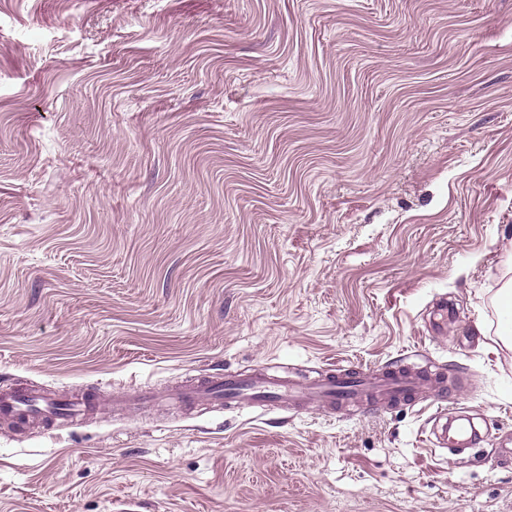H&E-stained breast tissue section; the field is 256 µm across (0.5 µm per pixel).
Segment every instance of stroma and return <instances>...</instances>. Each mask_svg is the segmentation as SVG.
Instances as JSON below:
<instances>
[{"label":"stroma","mask_w":512,"mask_h":512,"mask_svg":"<svg viewBox=\"0 0 512 512\" xmlns=\"http://www.w3.org/2000/svg\"><path fill=\"white\" fill-rule=\"evenodd\" d=\"M510 278L512 0H0V386L452 380L0 427V512H512ZM424 376L406 369L361 370L338 369L319 383L302 384L293 379L251 375L247 378L209 375L197 383L176 389L171 396L180 407L226 403L248 406L262 400L288 399L297 406L322 403L330 407L358 404L366 400L377 406L391 408L404 402H415Z\"/></svg>","instance_id":"35a3bbf8"}]
</instances>
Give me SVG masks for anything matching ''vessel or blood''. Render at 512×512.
<instances>
[{"label": "vessel or blood", "mask_w": 512, "mask_h": 512, "mask_svg": "<svg viewBox=\"0 0 512 512\" xmlns=\"http://www.w3.org/2000/svg\"><path fill=\"white\" fill-rule=\"evenodd\" d=\"M421 379V373L405 369H340L313 385L259 374L241 378L217 373L179 387L172 399L186 408L221 402L248 406L281 398L298 406L322 403L336 408L366 401L389 408L400 402L416 401ZM148 400L147 394L135 392L78 390L59 400L37 389H1L0 422L15 426L39 421L52 426L65 421L75 427L82 425L101 404L120 413Z\"/></svg>", "instance_id": "1"}]
</instances>
